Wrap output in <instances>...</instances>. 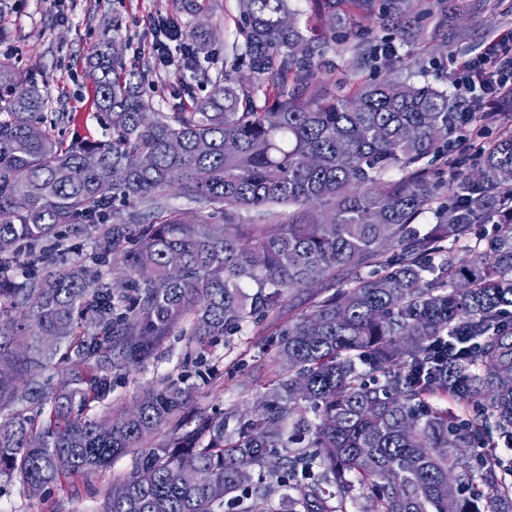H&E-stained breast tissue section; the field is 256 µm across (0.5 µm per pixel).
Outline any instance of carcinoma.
Masks as SVG:
<instances>
[{
	"label": "carcinoma",
	"mask_w": 512,
	"mask_h": 512,
	"mask_svg": "<svg viewBox=\"0 0 512 512\" xmlns=\"http://www.w3.org/2000/svg\"><path fill=\"white\" fill-rule=\"evenodd\" d=\"M238 2L235 49L251 80L224 71L191 112L151 111L118 73V49L95 53L99 140L56 136L41 91L0 67V407L54 361L96 359L38 383L40 430L20 414L0 424V467L31 491L64 489L143 447L189 392L170 380L128 414L83 415L111 392L112 371L177 329L203 346L369 266L278 329L260 409L175 426L101 512H348L358 487L371 492L360 512H448L450 498L456 512H512V468L491 443L494 432L512 441V130L483 142L479 177H445L448 138L482 120L494 75L471 74L469 103L427 80L368 82L366 69L394 68L427 30L448 31V0H307L353 53L330 93L316 82L327 42L304 33L290 0ZM367 17L390 37L363 28ZM137 154L152 166L133 167ZM114 169L126 178L112 181ZM169 191L208 211L184 223L161 203ZM135 201L153 206L150 221L120 212ZM276 206L288 219L270 224ZM241 210L257 222L238 223ZM79 224L95 251L67 261L63 227ZM478 224L492 225L487 250L448 247ZM112 261L126 273L119 290L100 271ZM435 393L468 415L430 407Z\"/></svg>",
	"instance_id": "1"
}]
</instances>
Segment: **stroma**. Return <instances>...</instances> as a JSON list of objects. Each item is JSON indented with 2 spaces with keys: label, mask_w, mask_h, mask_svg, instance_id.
Instances as JSON below:
<instances>
[{
  "label": "stroma",
  "mask_w": 512,
  "mask_h": 512,
  "mask_svg": "<svg viewBox=\"0 0 512 512\" xmlns=\"http://www.w3.org/2000/svg\"><path fill=\"white\" fill-rule=\"evenodd\" d=\"M473 2L457 0L453 16L467 30V44L452 47L432 38L410 46L407 62L389 70V77L401 80L425 69L434 86H449L462 57L512 29V0H483L479 10ZM238 12L237 0H0V65L40 89L56 135L99 139L105 126L89 76L94 51L121 46L126 71L143 77L140 91L152 111L187 112L193 98L206 96L231 67ZM164 21L177 23L188 35L184 45L173 47L169 67L152 50ZM200 27L206 30L201 44L192 36ZM289 315V308L281 307L204 349L176 332L164 337L152 357L113 376L111 393L92 404L89 417L132 406L163 380L184 381L189 389L185 420L201 412L249 415L263 395L257 377L273 359L274 332ZM135 458L127 453L107 468L71 478L68 489L39 495L28 494L18 478L0 476V512H98L106 489L129 475Z\"/></svg>",
  "instance_id": "1"
}]
</instances>
